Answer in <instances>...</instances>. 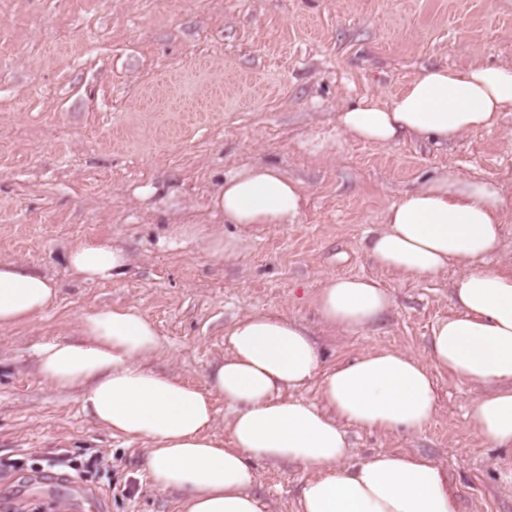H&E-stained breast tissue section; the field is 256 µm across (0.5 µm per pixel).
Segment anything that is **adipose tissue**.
<instances>
[{
	"mask_svg": "<svg viewBox=\"0 0 512 512\" xmlns=\"http://www.w3.org/2000/svg\"><path fill=\"white\" fill-rule=\"evenodd\" d=\"M512 109V67L420 69L392 99L363 97L336 115L347 136L392 145L404 139L451 142L490 128ZM305 202L300 181L255 163L226 176L211 205L228 224L295 223ZM505 202L491 183L436 174L405 191L385 212L365 249L401 277L462 269L452 313L431 331L424 355L372 348L325 366L323 351L300 321L253 312L228 332L229 350L205 388L149 368L162 340L133 307L83 315L75 338L35 350L42 382L80 392L83 410L113 436L147 443L153 487L180 496V512H263L254 494L255 464L288 462L311 470L298 512H458L446 472L411 452L357 459L348 427L423 431L437 413L434 371L475 385L470 407L478 437L512 449V270L486 268L501 243ZM86 281L123 275L129 255L109 240L78 241L65 257ZM57 296L51 279L0 261V326L32 321ZM392 293L360 276H329L314 305L324 328L349 336L390 312ZM318 381L317 402L294 391ZM224 399L227 440L212 436L214 397Z\"/></svg>",
	"mask_w": 512,
	"mask_h": 512,
	"instance_id": "1",
	"label": "adipose tissue"
}]
</instances>
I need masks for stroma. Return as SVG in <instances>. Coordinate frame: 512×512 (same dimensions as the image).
I'll list each match as a JSON object with an SVG mask.
<instances>
[{
  "mask_svg": "<svg viewBox=\"0 0 512 512\" xmlns=\"http://www.w3.org/2000/svg\"><path fill=\"white\" fill-rule=\"evenodd\" d=\"M512 67V0H0V257L54 281L55 304L0 328V499L31 512H179L154 489L145 446L112 437L79 393L40 380L34 351L71 338L102 306L136 307L164 342L151 368L204 387L250 312L300 320L326 364L366 349L424 353L452 310L460 274L394 277L364 243L406 190L443 170L494 183L508 204L498 253L512 255V112L494 128L448 143L382 146L343 134L336 114L365 96L391 98L419 69ZM269 162L298 179L305 207L293 224H228L211 198L226 175ZM154 193L143 196L145 188ZM176 224L200 234L171 240ZM223 234L232 260L207 251ZM126 249L125 276L86 282L67 268L78 240ZM378 280L392 311L352 336L323 330L313 299L325 276ZM438 411L420 433L350 429L355 456L410 451L444 468L460 512H512V455L483 443L469 406L478 390L434 375ZM111 460L64 490L48 467L57 449ZM265 512H297L310 472L257 464Z\"/></svg>",
  "mask_w": 512,
  "mask_h": 512,
  "instance_id": "35a3bbf8",
  "label": "stroma"
}]
</instances>
